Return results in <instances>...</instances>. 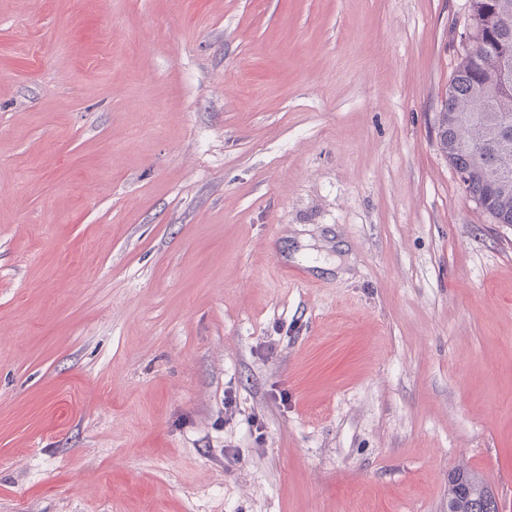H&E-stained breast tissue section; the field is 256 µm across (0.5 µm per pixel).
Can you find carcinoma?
<instances>
[{
  "label": "carcinoma",
  "instance_id": "cac0c4a2",
  "mask_svg": "<svg viewBox=\"0 0 512 512\" xmlns=\"http://www.w3.org/2000/svg\"><path fill=\"white\" fill-rule=\"evenodd\" d=\"M475 38L481 45L462 59L437 114L442 152L470 198L498 224H512V131L498 130L512 116V85L500 89L496 74L499 44L512 48V0H473ZM493 489L476 472L457 469L448 476V503L454 512H489Z\"/></svg>",
  "mask_w": 512,
  "mask_h": 512
}]
</instances>
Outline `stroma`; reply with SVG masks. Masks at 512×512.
Returning a JSON list of instances; mask_svg holds the SVG:
<instances>
[{
	"label": "stroma",
	"mask_w": 512,
	"mask_h": 512,
	"mask_svg": "<svg viewBox=\"0 0 512 512\" xmlns=\"http://www.w3.org/2000/svg\"><path fill=\"white\" fill-rule=\"evenodd\" d=\"M472 35L0 0V512H448L457 467L512 512V225L435 129Z\"/></svg>",
	"instance_id": "35a3bbf8"
}]
</instances>
